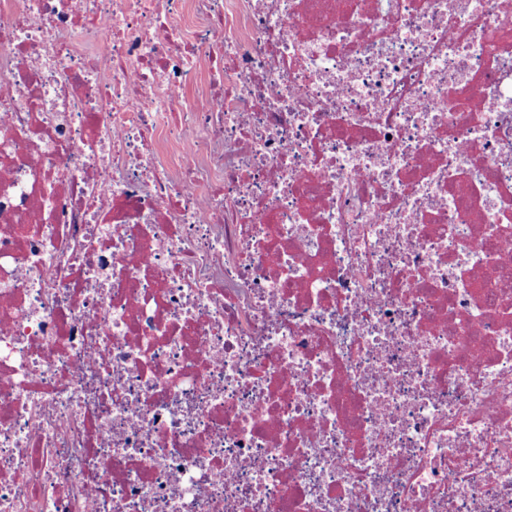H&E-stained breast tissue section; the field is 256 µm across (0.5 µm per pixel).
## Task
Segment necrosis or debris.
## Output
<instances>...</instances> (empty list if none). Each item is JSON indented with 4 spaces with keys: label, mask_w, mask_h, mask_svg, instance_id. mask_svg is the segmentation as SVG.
<instances>
[{
    "label": "necrosis or debris",
    "mask_w": 512,
    "mask_h": 512,
    "mask_svg": "<svg viewBox=\"0 0 512 512\" xmlns=\"http://www.w3.org/2000/svg\"><path fill=\"white\" fill-rule=\"evenodd\" d=\"M0 512H512V0H0Z\"/></svg>",
    "instance_id": "1"
}]
</instances>
